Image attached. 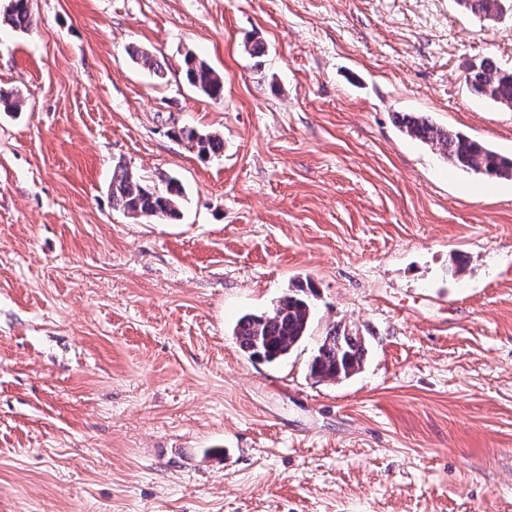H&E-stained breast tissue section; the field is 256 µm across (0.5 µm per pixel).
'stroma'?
Returning <instances> with one entry per match:
<instances>
[{
	"instance_id": "stroma-1",
	"label": "stroma",
	"mask_w": 512,
	"mask_h": 512,
	"mask_svg": "<svg viewBox=\"0 0 512 512\" xmlns=\"http://www.w3.org/2000/svg\"><path fill=\"white\" fill-rule=\"evenodd\" d=\"M31 11L28 31L0 22V91L24 102L0 112V512H512V180L396 124L415 112L511 155L512 110L465 76L512 69V9ZM188 52L223 98L188 84ZM118 163L179 179L180 218L113 209ZM306 282L305 340L248 358L239 317ZM335 324L367 357L319 382L309 360ZM182 133L190 142L194 143L198 152L202 155L216 154L224 146L223 139L216 134H203L194 129L184 130Z\"/></svg>"
}]
</instances>
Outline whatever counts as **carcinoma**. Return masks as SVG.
<instances>
[{
  "label": "carcinoma",
  "mask_w": 512,
  "mask_h": 512,
  "mask_svg": "<svg viewBox=\"0 0 512 512\" xmlns=\"http://www.w3.org/2000/svg\"><path fill=\"white\" fill-rule=\"evenodd\" d=\"M501 0H459L466 11L482 19L499 15ZM3 21L19 30L33 25L30 0H7ZM183 69L188 83L210 98L224 95V77L204 60L188 52ZM470 91L500 107L512 109V72L483 61L471 67L465 78ZM399 127L407 136L421 141L451 164L452 167L475 175L512 179V157L502 155L471 137L431 124L416 114L398 117ZM183 135L202 155L222 150L223 139L212 133L194 129ZM112 205L134 218L177 220L180 217L181 185L172 178L155 184L117 165L109 185ZM313 318V304L305 294L292 293L282 297L271 310L260 315L245 314L237 321L234 334L242 350L251 358L267 362L288 357L306 336ZM364 337L341 325L330 327L321 337L309 363L310 375L319 382H336L357 374L366 359Z\"/></svg>",
  "instance_id": "carcinoma-1"
}]
</instances>
